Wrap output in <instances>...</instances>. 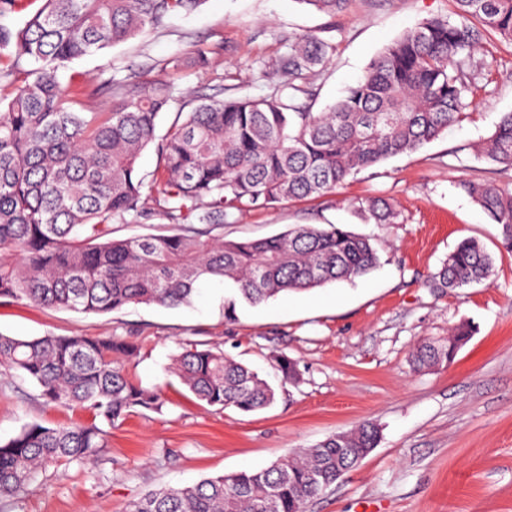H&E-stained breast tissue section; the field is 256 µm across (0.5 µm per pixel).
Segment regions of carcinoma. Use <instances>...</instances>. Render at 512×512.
Segmentation results:
<instances>
[{"label":"carcinoma","instance_id":"cac0c4a2","mask_svg":"<svg viewBox=\"0 0 512 512\" xmlns=\"http://www.w3.org/2000/svg\"><path fill=\"white\" fill-rule=\"evenodd\" d=\"M205 0H44L23 24L0 23V298L105 314L129 304L178 307L197 286H234L224 318L241 304L309 291L363 276L379 266L371 239L330 224H292L277 235L226 239L213 235L228 217L284 200L335 192L348 178L391 157L413 153L462 121L470 96L487 85L476 56L484 28L512 41V0H456L457 19L431 17L407 30L369 63L364 77L326 112H311L313 93L295 84L330 62L335 45L309 32L289 38L277 61V91L262 98L198 96L164 135L157 120L174 99L157 81L83 112L98 93L64 86L58 73L76 59L161 27L174 12ZM336 16L345 0H297ZM149 147L160 166L151 184L139 170ZM512 166V112H505L477 151ZM166 232L117 239L112 224L146 209L144 188ZM512 252V191L460 182ZM358 211L366 223L394 224L382 198ZM495 258L474 238L461 240L430 287L461 289L489 280ZM463 322L412 351L417 368L447 364L469 340ZM138 347L113 336L16 338L0 334V377L21 376L46 405L93 411L102 425L33 424L0 442V500L15 498L49 468L95 464L109 447V428L138 408L162 407L159 391L133 383L126 364ZM171 372L200 402L249 413L271 406L276 390L260 373L219 346L188 344ZM378 428L363 422L313 448H298L259 470L205 478L145 493L128 512H307L308 504L378 445Z\"/></svg>","mask_w":512,"mask_h":512}]
</instances>
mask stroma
Returning a JSON list of instances; mask_svg holds the SVG:
<instances>
[{"mask_svg":"<svg viewBox=\"0 0 512 512\" xmlns=\"http://www.w3.org/2000/svg\"><path fill=\"white\" fill-rule=\"evenodd\" d=\"M456 10L455 0H347L330 17L299 0H205L194 12L169 15L160 29L75 60L60 81L78 76L96 90L86 111L105 112L127 89L169 80L176 100L159 117L163 133L181 101L194 96L271 93L270 64L287 52L290 36L312 31L336 46L327 66L302 78L314 93L311 111L320 112L407 29ZM479 55L489 84L445 137L359 173L332 194L234 215L222 230L245 239L291 224H341L371 237L381 257L376 271L240 307L231 323L217 282L202 283L188 305L131 304L103 315L0 298V333L9 336L136 342L131 376L161 388L164 400L161 411L137 409L112 428L104 461L48 473L20 498L0 502V512H127L150 490L264 468L365 421L379 430L377 448L308 512H512V255L498 251V225L457 187L466 179L512 190V167L475 153L501 113L512 111V43L484 33ZM107 82L111 91H101ZM370 197L391 203L396 223H363L355 209ZM468 237L494 252L493 281L430 288V276ZM462 321L473 335L452 363L413 367L415 344L446 338ZM190 343L221 345L259 371L274 386L275 403L240 413L197 402L167 372ZM282 356L296 364L297 380L276 371ZM32 391L26 382L0 386L1 440L34 423L94 420L85 409L32 401Z\"/></svg>","mask_w":512,"mask_h":512,"instance_id":"1","label":"stroma"}]
</instances>
